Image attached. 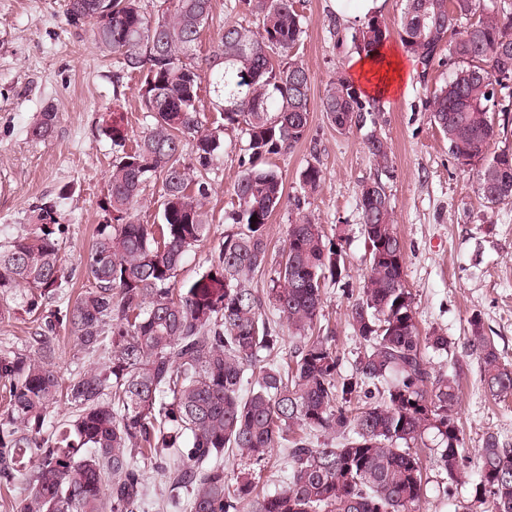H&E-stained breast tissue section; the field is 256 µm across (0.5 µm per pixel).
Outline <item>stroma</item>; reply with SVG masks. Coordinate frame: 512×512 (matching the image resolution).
Here are the masks:
<instances>
[{
	"label": "stroma",
	"instance_id": "1",
	"mask_svg": "<svg viewBox=\"0 0 512 512\" xmlns=\"http://www.w3.org/2000/svg\"><path fill=\"white\" fill-rule=\"evenodd\" d=\"M66 4L0 0V243L26 234L34 206L42 197L54 198L65 226L60 254L66 267L79 272L97 225L107 219L103 204L117 149L105 129L115 122L135 139L145 124L134 81L117 78L111 57L99 51L91 29L68 26ZM297 6L305 33L292 56L313 76L310 125L292 151L269 160L283 179L285 199L266 229L271 264L253 286L262 294L268 290L272 263L297 213L309 214L328 231L346 225L348 277L325 287L320 324L334 331L341 372L349 374L360 351L347 318L363 285L359 187L381 180L404 244L406 286L417 325L450 342L451 357L435 355L430 362L434 371L460 381L457 418L465 445L481 447L493 433L512 447V398L497 402L488 396L467 346L468 320L480 315L504 361L512 364V202L485 204L475 191L471 168L454 161L447 140L430 121L431 95L447 81L451 68L443 60L422 70L397 37H390L387 45L397 52L404 72L401 90L375 101L374 129L391 149L388 168H378L364 148L365 130H336L320 107L330 81L349 71L356 54L351 35L359 23L338 15L336 0H298ZM46 111L56 115L52 132L33 139L29 130ZM242 144L240 131H225L206 203L209 235L188 255L178 281L202 273L224 238ZM310 163L319 164L323 179L318 191L307 195L299 174ZM44 320V313L22 308L0 319V353L22 346ZM418 454L430 477L419 512H466L472 501L470 474H463L453 495H446L438 449L422 447ZM142 469L146 495L140 512H179L177 504L187 501L188 492L169 488L157 465L148 462ZM164 500L169 506L163 511L159 505Z\"/></svg>",
	"mask_w": 512,
	"mask_h": 512
}]
</instances>
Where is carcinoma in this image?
I'll list each match as a JSON object with an SVG mask.
<instances>
[{"label":"carcinoma","instance_id":"cac0c4a2","mask_svg":"<svg viewBox=\"0 0 512 512\" xmlns=\"http://www.w3.org/2000/svg\"><path fill=\"white\" fill-rule=\"evenodd\" d=\"M235 7L258 24L226 23L202 74L193 49L212 18V0H161L154 15L142 0H67L68 25H92L117 71L138 79L146 128L112 164L104 206L112 223L96 230L77 301L63 315L51 312L27 349L0 356V477H26L19 512H136L141 463L171 451L177 459L164 475L191 489L190 512H413L428 484L415 452L426 437L440 449L448 484L470 459L457 382L428 360L448 354V337L419 333L404 246L380 181L360 191L366 272L348 312L361 346L351 374H340L333 332H316L322 288L346 276L343 226L329 236L298 214L267 298L254 288L268 263L267 224L284 201L282 177L266 159L306 137L312 76L289 56L305 33L295 0H236ZM396 34L425 71L448 48L454 69L432 94L430 121L454 160L480 163L479 197L511 203L512 152L490 147L500 135L492 112L512 110L497 99V88L512 82V0H406ZM389 37L372 16L353 43L368 56ZM203 83L224 120L212 129L200 106ZM321 111L346 131L364 127L374 105L339 77ZM53 121L43 113L30 136L46 137ZM228 128L245 138L235 207L225 216L231 228L208 268L180 283V267L209 233V173ZM188 143L192 163L183 157ZM363 144L387 167L390 151L375 132ZM156 182L161 223H134L131 211ZM321 182L316 164L300 173L307 194ZM61 232L49 201L27 234L0 244V317L39 310L71 278ZM60 322L89 353L110 341L104 361L65 381L54 363ZM284 323L295 340L287 371L260 359L278 346ZM468 324L469 355L486 392L512 397V366L479 315ZM60 403L72 414L52 422ZM313 431L339 442L316 444ZM286 440L289 472L280 490L261 496L252 473L225 472L224 450L257 464ZM475 458L474 501L485 512H512V448L489 434Z\"/></svg>","mask_w":512,"mask_h":512}]
</instances>
